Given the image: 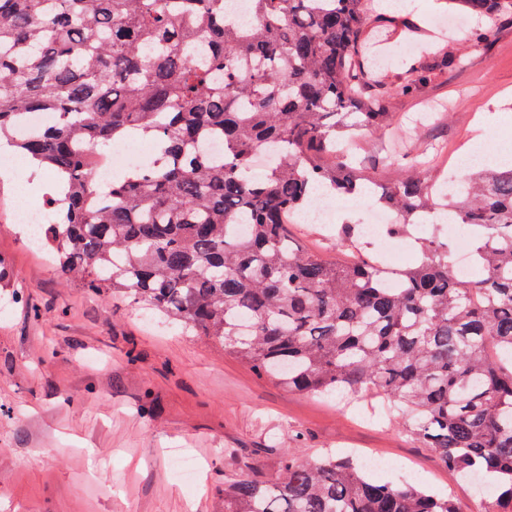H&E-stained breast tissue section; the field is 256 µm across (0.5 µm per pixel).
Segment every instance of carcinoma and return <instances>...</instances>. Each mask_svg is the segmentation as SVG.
<instances>
[{
	"mask_svg": "<svg viewBox=\"0 0 512 512\" xmlns=\"http://www.w3.org/2000/svg\"><path fill=\"white\" fill-rule=\"evenodd\" d=\"M452 2L486 21L473 48L512 13V0ZM252 4L243 29L225 21L224 0H0V147L54 178L38 247L68 281L142 304L285 388L387 398L442 466L512 501V166L469 169L450 197L428 160L387 182L359 172L336 153L339 135L394 128L387 100L411 93L422 68L369 99L367 0ZM32 112L51 120L21 137ZM137 136L153 159L99 184L96 165ZM265 147L274 159L258 175ZM366 188L397 215L394 234L467 229L479 274H457L434 232L393 278L288 239L284 219L316 193ZM224 512L456 509L349 458L286 455L274 478L247 470L224 483Z\"/></svg>",
	"mask_w": 512,
	"mask_h": 512,
	"instance_id": "1",
	"label": "carcinoma"
}]
</instances>
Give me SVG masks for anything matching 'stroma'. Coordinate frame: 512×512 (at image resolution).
<instances>
[{
  "label": "stroma",
  "instance_id": "stroma-1",
  "mask_svg": "<svg viewBox=\"0 0 512 512\" xmlns=\"http://www.w3.org/2000/svg\"><path fill=\"white\" fill-rule=\"evenodd\" d=\"M447 18L437 0H411L369 29L390 42L375 68L386 82L405 62L426 69L417 90L388 103L405 124L400 160L431 142L453 151L475 138L511 157L512 15L457 68L440 61L459 54L479 22L433 39ZM11 172L0 179V512H224V484L242 471L274 476L288 451L314 462L356 450L394 461L374 480L414 482L458 512H501L496 495L441 466L370 402L286 390L219 345L67 283L15 221L49 193L51 177L24 162ZM359 214L343 201L333 223L291 233L332 255L337 226H358ZM175 448L200 463L194 485L174 474Z\"/></svg>",
  "mask_w": 512,
  "mask_h": 512
}]
</instances>
